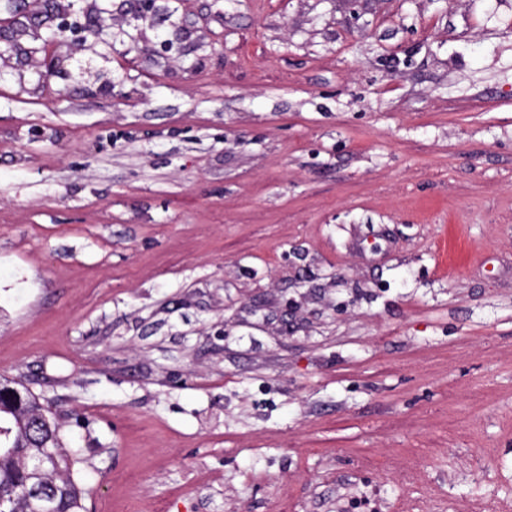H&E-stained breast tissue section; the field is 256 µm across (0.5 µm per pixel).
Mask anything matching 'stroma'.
I'll list each match as a JSON object with an SVG mask.
<instances>
[{
    "mask_svg": "<svg viewBox=\"0 0 512 512\" xmlns=\"http://www.w3.org/2000/svg\"><path fill=\"white\" fill-rule=\"evenodd\" d=\"M93 2L0 66V375L87 512L512 492V0ZM60 5L54 13L55 20H58L56 25L58 35L62 38L55 41V48L57 45L68 41L71 36L72 41H86L87 31H95V29L82 24L80 22V12L82 8H76V2H84L78 0L59 1Z\"/></svg>",
    "mask_w": 512,
    "mask_h": 512,
    "instance_id": "stroma-1",
    "label": "stroma"
}]
</instances>
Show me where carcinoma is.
<instances>
[{
    "label": "carcinoma",
    "instance_id": "carcinoma-1",
    "mask_svg": "<svg viewBox=\"0 0 512 512\" xmlns=\"http://www.w3.org/2000/svg\"><path fill=\"white\" fill-rule=\"evenodd\" d=\"M75 462L62 442L59 420L40 395L0 377V512H38L26 494L38 464L42 480L51 485L48 512H86L89 490L70 475Z\"/></svg>",
    "mask_w": 512,
    "mask_h": 512
}]
</instances>
